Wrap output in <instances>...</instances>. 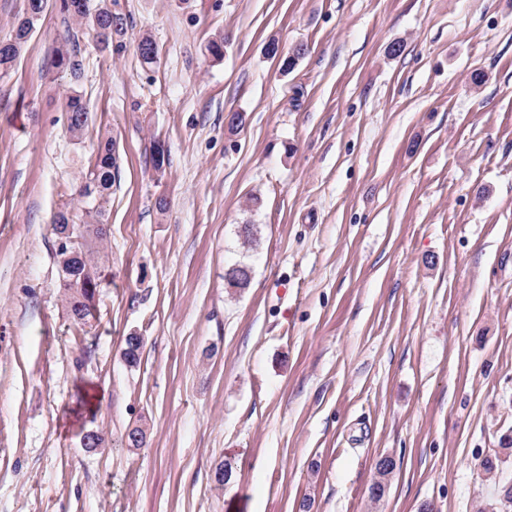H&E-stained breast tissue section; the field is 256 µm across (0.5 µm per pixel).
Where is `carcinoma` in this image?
<instances>
[{
  "instance_id": "1",
  "label": "carcinoma",
  "mask_w": 512,
  "mask_h": 512,
  "mask_svg": "<svg viewBox=\"0 0 512 512\" xmlns=\"http://www.w3.org/2000/svg\"><path fill=\"white\" fill-rule=\"evenodd\" d=\"M30 11L23 12L17 19L13 34L7 41L0 42V71L8 72L16 64L24 47L31 39L36 23L49 9L56 11L63 28L62 39L53 48L52 66L67 72L72 78L80 77L83 61L80 58V43L87 35L96 39L99 48L106 51L112 47L113 40L126 33V20L119 12L103 3L91 7L90 0H28ZM137 50L141 63L152 65L157 62L158 51L153 40L144 36L139 40ZM63 111L67 114L69 131L75 137L82 136L88 126L89 111L78 92L69 94ZM114 144L108 138L100 142L94 151L87 171L81 177L77 189L79 202L82 204L84 222L73 223L68 208L59 210L53 219L54 234L63 233L67 227L80 231L82 242L79 253L71 258L65 269L58 270L59 285L64 290L65 311L70 320V326L82 331L96 320V304L88 296L87 290L72 286V279L83 277L99 287L97 264L103 250L107 232L103 230L106 224L105 203L111 194L115 183L112 164ZM250 268V265L239 262L226 270L224 281L227 287L243 290L250 281L243 280L234 271ZM143 343L136 335L126 338L124 357L129 365L134 366L140 360Z\"/></svg>"
}]
</instances>
